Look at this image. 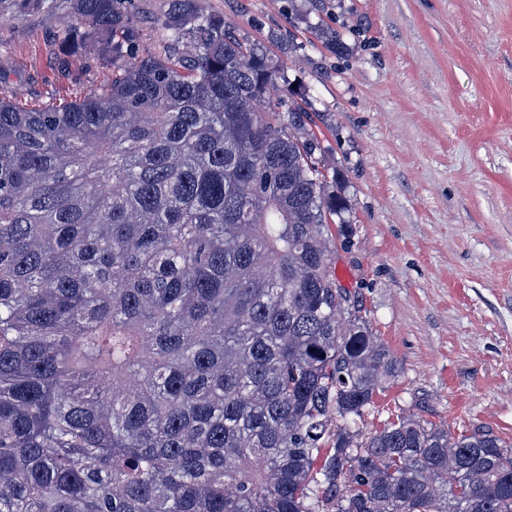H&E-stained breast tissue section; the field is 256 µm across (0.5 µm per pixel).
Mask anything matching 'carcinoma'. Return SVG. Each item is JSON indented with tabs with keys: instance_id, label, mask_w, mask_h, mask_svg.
Here are the masks:
<instances>
[{
	"instance_id": "carcinoma-1",
	"label": "carcinoma",
	"mask_w": 512,
	"mask_h": 512,
	"mask_svg": "<svg viewBox=\"0 0 512 512\" xmlns=\"http://www.w3.org/2000/svg\"><path fill=\"white\" fill-rule=\"evenodd\" d=\"M44 2L0 0V31ZM55 2L65 95L0 84V512H512L492 430L360 427L394 359L336 275L340 170L310 104L270 99L265 43L199 0L150 43L134 0Z\"/></svg>"
}]
</instances>
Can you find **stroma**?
<instances>
[{"label": "stroma", "mask_w": 512, "mask_h": 512, "mask_svg": "<svg viewBox=\"0 0 512 512\" xmlns=\"http://www.w3.org/2000/svg\"><path fill=\"white\" fill-rule=\"evenodd\" d=\"M344 2L340 56L307 32L316 15L291 25L288 0L206 5L272 40L341 171L353 237L333 262L395 359L365 431L406 412L512 442V0ZM58 26L47 0L0 47V83L63 94L45 50Z\"/></svg>", "instance_id": "1"}]
</instances>
